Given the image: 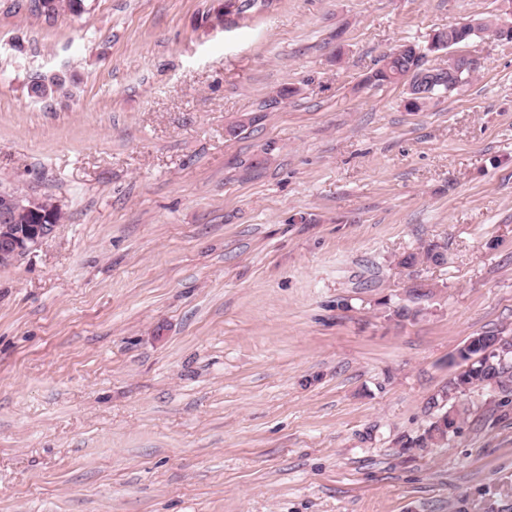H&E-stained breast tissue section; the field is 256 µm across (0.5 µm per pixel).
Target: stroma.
Masks as SVG:
<instances>
[{
  "label": "stroma",
  "instance_id": "35a3bbf8",
  "mask_svg": "<svg viewBox=\"0 0 512 512\" xmlns=\"http://www.w3.org/2000/svg\"><path fill=\"white\" fill-rule=\"evenodd\" d=\"M500 4L0 0V185L65 214L0 267V512H512V405L401 446L512 336V45L421 112L366 82ZM66 81V77L59 74L35 72L29 77V93L37 99H52L55 94L65 93ZM440 244L437 243H428L421 247L418 252L409 253L404 255L400 261L399 265L404 268L413 267L419 263H433L439 264L443 260L444 254L443 249Z\"/></svg>",
  "mask_w": 512,
  "mask_h": 512
}]
</instances>
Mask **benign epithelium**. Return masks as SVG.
I'll return each mask as SVG.
<instances>
[{"mask_svg":"<svg viewBox=\"0 0 512 512\" xmlns=\"http://www.w3.org/2000/svg\"><path fill=\"white\" fill-rule=\"evenodd\" d=\"M502 44L512 43V3L504 0L496 20ZM444 56L448 57V76L459 75L466 68L479 66V61L450 46ZM41 214L39 202L31 201L25 206L0 190V265L14 266L37 249L55 230L53 224H25L23 220Z\"/></svg>","mask_w":512,"mask_h":512,"instance_id":"7a95c632","label":"benign epithelium"}]
</instances>
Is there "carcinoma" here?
<instances>
[{
  "instance_id": "carcinoma-1",
  "label": "carcinoma",
  "mask_w": 512,
  "mask_h": 512,
  "mask_svg": "<svg viewBox=\"0 0 512 512\" xmlns=\"http://www.w3.org/2000/svg\"><path fill=\"white\" fill-rule=\"evenodd\" d=\"M453 37L454 45L468 44L474 36L467 27H451L438 34L437 41L430 47L407 43L406 52L392 63H382L367 78L373 86L398 83L402 79H413L424 74L422 92L443 94L448 91V72L442 68H425V59L431 52L446 50L443 42ZM66 77L59 74L35 72L29 77L28 89L32 97L48 100L54 95L65 93ZM442 246L429 243L415 253L403 256L399 265L404 268L419 263L439 264L443 260ZM469 346L460 348L448 360V365L465 367L467 371L452 376L439 393L427 402L430 424L424 432L403 443L405 448H425L430 444L443 442L459 429L461 413L448 404L449 398L473 388H484L491 393L490 403L498 409L512 403V336L483 333L468 339Z\"/></svg>"
}]
</instances>
